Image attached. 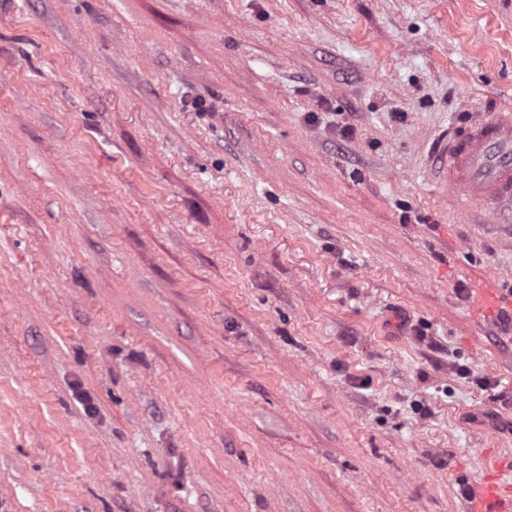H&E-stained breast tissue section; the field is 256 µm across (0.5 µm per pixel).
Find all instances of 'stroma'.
<instances>
[{"mask_svg":"<svg viewBox=\"0 0 512 512\" xmlns=\"http://www.w3.org/2000/svg\"><path fill=\"white\" fill-rule=\"evenodd\" d=\"M512 0H0V512H464L512 467V214L433 162ZM468 309L478 319L501 314L511 319L512 323V292L503 293L499 288L474 284L469 290Z\"/></svg>","mask_w":512,"mask_h":512,"instance_id":"stroma-1","label":"stroma"}]
</instances>
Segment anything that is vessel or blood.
I'll return each instance as SVG.
<instances>
[{
  "instance_id": "1",
  "label": "vessel or blood",
  "mask_w": 512,
  "mask_h": 512,
  "mask_svg": "<svg viewBox=\"0 0 512 512\" xmlns=\"http://www.w3.org/2000/svg\"><path fill=\"white\" fill-rule=\"evenodd\" d=\"M436 162L448 176V192L462 209L512 204V114L473 112L448 130ZM468 309L475 318L504 315L512 319V293L481 283L469 290ZM467 512H512V482L495 474L472 482Z\"/></svg>"
}]
</instances>
